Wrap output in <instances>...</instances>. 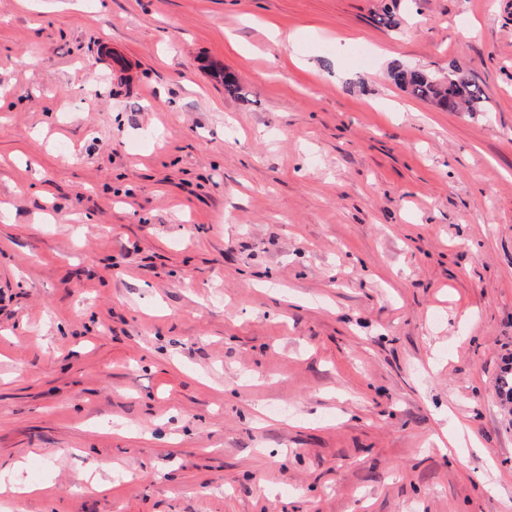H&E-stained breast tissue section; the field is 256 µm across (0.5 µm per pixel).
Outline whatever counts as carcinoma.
Instances as JSON below:
<instances>
[{"instance_id":"1","label":"carcinoma","mask_w":512,"mask_h":512,"mask_svg":"<svg viewBox=\"0 0 512 512\" xmlns=\"http://www.w3.org/2000/svg\"><path fill=\"white\" fill-rule=\"evenodd\" d=\"M391 76L412 97L431 102L444 111L475 112L484 100L478 85L455 74H450L446 80L439 82L424 70L396 67Z\"/></svg>"}]
</instances>
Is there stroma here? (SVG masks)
I'll use <instances>...</instances> for the list:
<instances>
[{
    "mask_svg": "<svg viewBox=\"0 0 512 512\" xmlns=\"http://www.w3.org/2000/svg\"><path fill=\"white\" fill-rule=\"evenodd\" d=\"M510 362L512 0H0V512H512ZM391 76L412 97L431 102L448 112H476L485 99L478 85L455 74H448L445 81L439 82L424 70L400 69L398 66Z\"/></svg>",
    "mask_w": 512,
    "mask_h": 512,
    "instance_id": "obj_1",
    "label": "stroma"
}]
</instances>
